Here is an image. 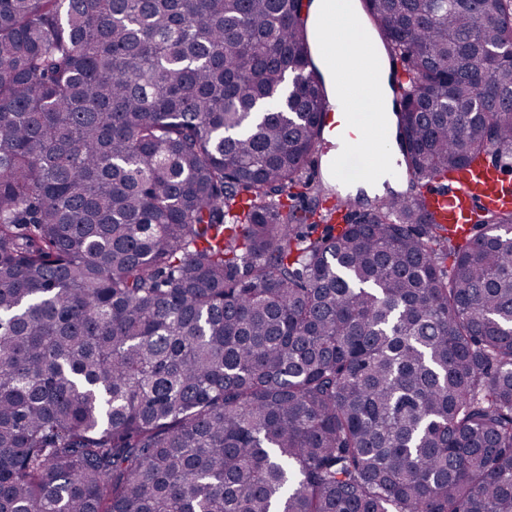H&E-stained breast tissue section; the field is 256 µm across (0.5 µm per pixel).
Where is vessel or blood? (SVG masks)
<instances>
[{"label": "vessel or blood", "mask_w": 512, "mask_h": 512, "mask_svg": "<svg viewBox=\"0 0 512 512\" xmlns=\"http://www.w3.org/2000/svg\"><path fill=\"white\" fill-rule=\"evenodd\" d=\"M363 42V19L352 12L349 0H336V41L321 47L320 54L339 57L343 67L338 80H349L360 89L345 103L349 122L359 136L336 159V174L344 183L369 177L374 166L388 163L391 157L389 127L374 102L373 79L379 68L373 56L363 51ZM419 189L437 222L461 232L471 229V210L482 203L512 207V179L499 168L480 167L445 185L423 181Z\"/></svg>", "instance_id": "obj_1"}]
</instances>
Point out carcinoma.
<instances>
[{"label":"carcinoma","mask_w":512,"mask_h":512,"mask_svg":"<svg viewBox=\"0 0 512 512\" xmlns=\"http://www.w3.org/2000/svg\"><path fill=\"white\" fill-rule=\"evenodd\" d=\"M364 2L412 179L512 162V0ZM309 7L0 0V512H512V211L297 204Z\"/></svg>","instance_id":"obj_1"}]
</instances>
